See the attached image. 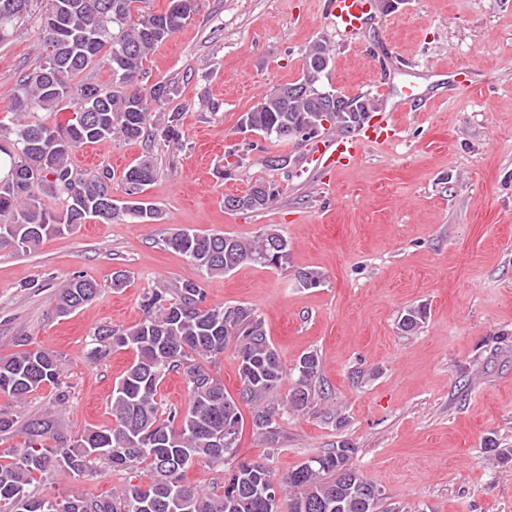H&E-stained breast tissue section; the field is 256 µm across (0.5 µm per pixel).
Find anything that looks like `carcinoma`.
<instances>
[{
  "label": "carcinoma",
  "instance_id": "carcinoma-1",
  "mask_svg": "<svg viewBox=\"0 0 512 512\" xmlns=\"http://www.w3.org/2000/svg\"><path fill=\"white\" fill-rule=\"evenodd\" d=\"M140 0H40L43 9L41 41L44 55L23 75L8 106L16 115L0 121V132L11 135L10 174L0 180V247L30 252L51 235L86 223L89 218L110 222L130 215L142 223L160 218L155 203L142 197L155 179L152 162L143 161L124 175L127 195L123 206H104L110 194L111 172L79 177L71 166L72 154L86 144L107 138L135 140L151 121V105L173 99V86L157 83L144 87V62L159 44L179 30L198 8V0H185L180 13L140 12ZM34 0H0V42L28 16ZM330 55L316 44L303 59L302 77L262 98L245 114V127L281 143L296 142L305 127L322 128L321 113L313 111L320 100L322 77L314 70L325 67ZM101 62L111 71L112 82L124 89L115 95L108 86L73 83L89 65ZM68 100L74 117L65 125L44 120L23 121L29 112H54ZM356 108L354 126L343 124L334 112L332 125L344 133L361 127L363 111L373 102L358 96L343 101ZM182 113L163 115L155 127L161 141L181 144ZM62 196L65 212L46 209L34 194ZM278 196L272 184L258 181L243 195L225 197L244 209L267 208ZM164 245L187 258L208 276L222 275L242 264L272 267L288 264L291 246L270 230L252 239L229 234L173 229ZM98 283L79 273L61 282L56 312L70 315L91 302ZM203 289L187 281L174 288H156L141 302L143 318L125 329L101 325L93 332L85 357L102 361L116 348H132L135 360L112 390L111 424L71 434L58 418L48 416L28 422L26 445L9 451L0 463V512H278L288 501V512H378V488L352 462L354 449L343 443L311 457L281 478L262 463H242L224 470V460L239 448L244 418L241 407L251 409L252 433L273 443L279 439L275 416L280 406L302 413L316 399L320 359L303 354L293 369V388L280 401L278 391L287 377L276 349L267 336L265 322L244 304L202 306ZM421 306L404 310L399 324L406 332L424 323ZM235 345L241 387L234 397L224 391L205 362ZM181 375L188 396L184 409L162 402L158 386L169 373ZM44 386L56 390V402H70L71 391L62 381V356L46 349L22 348L0 357V439L12 436L18 408ZM52 441L48 446L45 441ZM104 463L114 470L148 469L147 480L137 479L107 497L74 493L49 501L31 486L38 477L61 468L76 479H87ZM206 464L220 474L219 485L204 490L190 483L186 473Z\"/></svg>",
  "mask_w": 512,
  "mask_h": 512
}]
</instances>
